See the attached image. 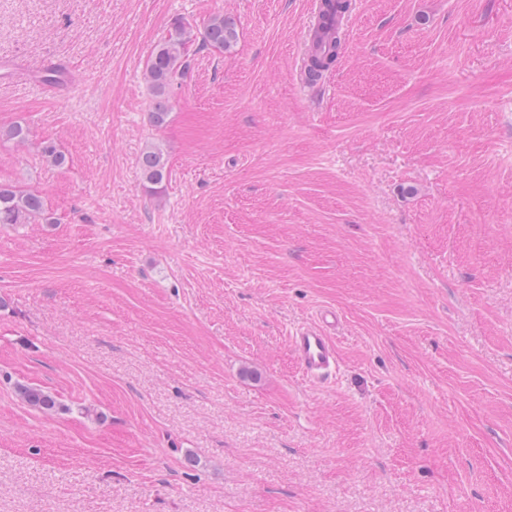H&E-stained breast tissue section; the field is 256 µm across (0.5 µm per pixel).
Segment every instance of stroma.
I'll return each instance as SVG.
<instances>
[{
    "label": "stroma",
    "instance_id": "obj_1",
    "mask_svg": "<svg viewBox=\"0 0 512 512\" xmlns=\"http://www.w3.org/2000/svg\"><path fill=\"white\" fill-rule=\"evenodd\" d=\"M311 2L0 0L47 215L0 226V512H512V0H353L306 96ZM219 14L155 129L152 48ZM237 39V33L233 22L224 15L212 17L206 26L202 36L203 43L219 51H228ZM340 46L341 37L339 33L336 32V40H334V44L328 52L310 56L307 66V75L310 82H315L320 79L323 73L332 67L340 53ZM143 179L151 185L154 192L162 189L167 179V161L162 152L151 148L143 152L139 160ZM334 325L336 314L326 312L318 322L302 327L290 336L294 357L304 377L311 382L326 380L338 367L336 344L330 336ZM19 392L23 400L35 408L52 410L57 406L56 397L40 388L22 386L20 387Z\"/></svg>",
    "mask_w": 512,
    "mask_h": 512
}]
</instances>
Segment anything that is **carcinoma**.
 I'll use <instances>...</instances> for the list:
<instances>
[{"label": "carcinoma", "instance_id": "carcinoma-1", "mask_svg": "<svg viewBox=\"0 0 512 512\" xmlns=\"http://www.w3.org/2000/svg\"><path fill=\"white\" fill-rule=\"evenodd\" d=\"M193 28L181 19L175 20L167 35L154 47L146 62V74L155 101L150 112V122L157 129L164 128L171 113L169 90L175 81L183 78L188 68L189 45L193 42ZM237 39L231 19L222 15L212 17L202 36L203 43L222 52L229 50ZM341 37H336L333 46L320 55L310 56L307 75L315 82L335 63L340 53ZM143 179L153 191L163 187L167 179V161L162 152L151 148L140 157ZM45 216L43 201L36 193L0 184V224H29ZM23 400L42 410L57 406L54 395L40 388L22 386L19 389Z\"/></svg>", "mask_w": 512, "mask_h": 512}]
</instances>
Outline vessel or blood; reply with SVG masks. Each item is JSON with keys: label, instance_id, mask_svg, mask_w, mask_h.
Segmentation results:
<instances>
[{"label": "vessel or blood", "instance_id": "1", "mask_svg": "<svg viewBox=\"0 0 512 512\" xmlns=\"http://www.w3.org/2000/svg\"><path fill=\"white\" fill-rule=\"evenodd\" d=\"M333 326L328 316L302 327L290 338L294 357L304 377L311 382L326 380L338 366L336 344L330 334Z\"/></svg>", "mask_w": 512, "mask_h": 512}]
</instances>
